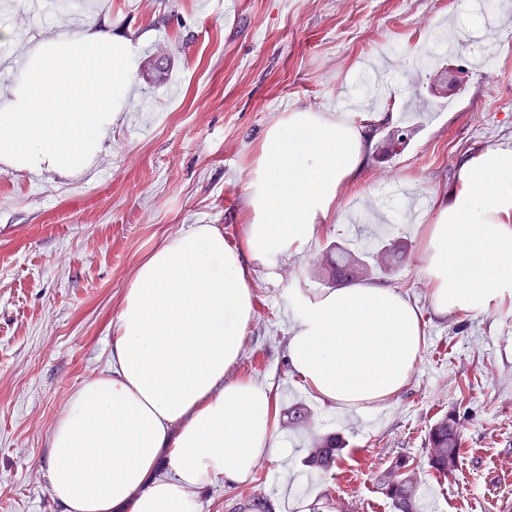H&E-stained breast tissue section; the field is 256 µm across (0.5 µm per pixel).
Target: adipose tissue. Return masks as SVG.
Returning a JSON list of instances; mask_svg holds the SVG:
<instances>
[{
	"mask_svg": "<svg viewBox=\"0 0 512 512\" xmlns=\"http://www.w3.org/2000/svg\"><path fill=\"white\" fill-rule=\"evenodd\" d=\"M136 72L120 35L89 26L36 41L0 103V165L75 176L103 151ZM362 122L298 110L271 124L246 183L241 248L214 224L166 238L129 280L114 325L111 368L79 387L50 435V491L65 512H199L197 492L250 479L284 454L273 391L228 373L254 317L255 265L301 249L334 221L339 187L368 163ZM459 182L433 191L422 272L435 313L481 316L512 297V149L460 162ZM418 309L398 290L336 288L294 307L293 371L333 408L379 407L407 384L421 352ZM172 473L155 477L161 454Z\"/></svg>",
	"mask_w": 512,
	"mask_h": 512,
	"instance_id": "adipose-tissue-1",
	"label": "adipose tissue"
}]
</instances>
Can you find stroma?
<instances>
[{
    "instance_id": "obj_1",
    "label": "stroma",
    "mask_w": 512,
    "mask_h": 512,
    "mask_svg": "<svg viewBox=\"0 0 512 512\" xmlns=\"http://www.w3.org/2000/svg\"><path fill=\"white\" fill-rule=\"evenodd\" d=\"M457 0H79L77 8L30 14L26 0H0V27L26 29L0 42V64L16 68L35 34L103 22L154 56L139 55L128 104L88 171H0V512H63L49 487V434L71 394L108 371L113 324L137 265L164 238L215 224L240 246L249 222L248 171L283 113L343 111V98L400 96L399 152L373 143L368 168L336 198V220L316 240L255 268V316L231 378L271 386L286 457L261 461L253 478L199 493L201 512H229L242 494L276 512H322L326 496L354 512H392L377 488L394 456H425L430 425L452 407L469 451L451 481L421 473L423 512H500L512 499V298L467 316L449 335L434 314L420 253L430 206L413 195L454 183L471 152L512 148V18L491 28L490 69L469 44L432 53L434 33L467 25ZM456 68L462 86L432 92L415 66ZM403 243L401 262L369 281L402 292L423 319L421 356L406 387L378 412L322 405L288 362L293 304L329 292L314 274L329 245L365 251ZM312 415L288 424L289 407ZM331 432L347 442L328 474L303 465Z\"/></svg>"
}]
</instances>
